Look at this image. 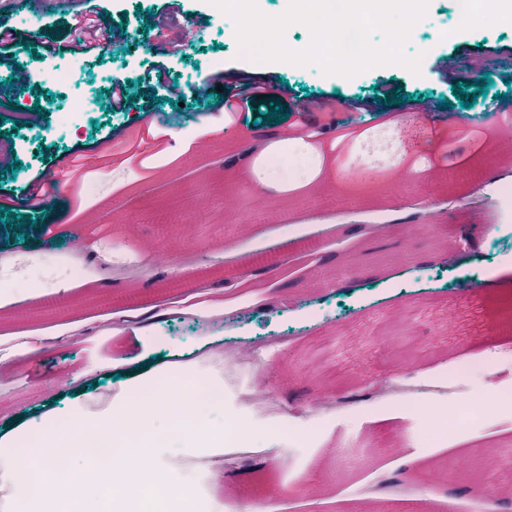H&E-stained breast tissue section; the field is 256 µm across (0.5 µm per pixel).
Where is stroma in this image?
<instances>
[{
	"label": "stroma",
	"instance_id": "1",
	"mask_svg": "<svg viewBox=\"0 0 512 512\" xmlns=\"http://www.w3.org/2000/svg\"><path fill=\"white\" fill-rule=\"evenodd\" d=\"M91 18L126 25L132 37L84 54L76 80L59 86L52 70L77 57L51 46L71 42ZM2 20L21 32L15 61L33 80L22 90L9 86L11 72L0 67V154L15 167L13 176L0 177V194L21 195L38 175L67 169L77 156L96 170L79 193L60 185L52 210L16 209L0 224V337L41 341L36 352L0 356V460L13 455L15 441L43 442L44 417L96 426L124 411L135 381L154 384L173 370L203 367L206 351L222 346L241 357L236 384L263 383L282 410L250 421L252 444L266 456L205 473L178 472L169 462L215 456L213 442L191 440L177 417L160 414L158 466L149 481L200 485L195 512H488L489 484L475 470L490 460L512 463V405L500 421L440 432L428 411L471 408L512 385V272L473 283L446 263L452 244L475 246L496 271L512 257V238H487L471 226L492 220L471 198L512 172V138L476 154L458 137L492 125L496 96L512 88L493 69L487 95L473 107L438 104L452 99L453 82L470 79L465 72L448 76L441 61L492 58L512 48V13L482 11L460 26L452 0H429L405 46L407 55H421L419 73L383 66L350 79L315 66L251 60L231 36L234 21L210 0H55L48 12L38 0H12L0 9ZM190 23L198 36L174 51ZM159 63L178 78V106L163 88L143 95ZM227 74L265 83L271 100L292 105L332 96L347 104L399 91L407 100L376 112L311 113L325 131L304 142L308 165L287 179L269 166L270 155L291 148L279 140L286 122H225L221 89L197 99L195 84ZM112 77L134 94L130 111L109 110ZM68 99L81 110L65 118L59 108ZM37 110L42 123L23 121V113ZM129 127L159 133L161 151L141 166L98 168V140ZM403 128L409 134L398 150L411 166L379 165L365 179L354 172L365 141ZM203 129L206 152H173L174 133L191 137ZM442 131L444 162L431 144ZM255 135L268 136L269 155L251 157L245 170L224 168ZM452 161L460 165L456 179L448 174ZM93 212L97 222H87ZM412 224L418 233H409ZM69 232L96 253L79 280L57 268L72 258ZM310 240L318 250L300 252ZM259 253L282 262L252 276ZM103 292L123 295L126 315L152 307L159 317L144 329L101 335L112 311L76 301ZM43 296L57 307L31 316ZM261 299L277 313L254 311L219 325L203 315ZM270 335L281 345L252 359ZM394 382L403 385L398 395L376 396ZM325 400L337 409L312 414ZM317 424L316 447L288 436L290 428Z\"/></svg>",
	"mask_w": 512,
	"mask_h": 512
}]
</instances>
